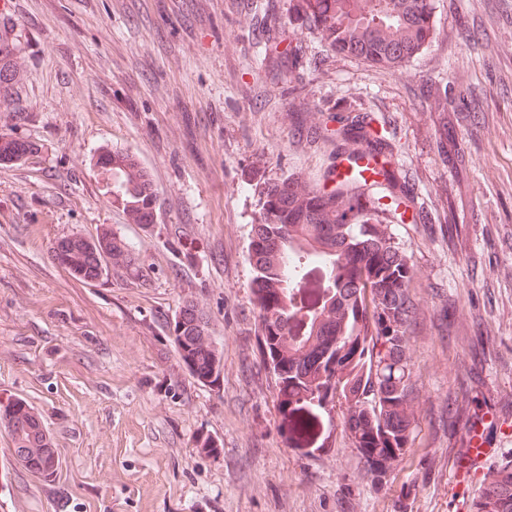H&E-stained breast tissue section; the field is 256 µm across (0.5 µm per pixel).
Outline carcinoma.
<instances>
[{
    "label": "carcinoma",
    "mask_w": 512,
    "mask_h": 512,
    "mask_svg": "<svg viewBox=\"0 0 512 512\" xmlns=\"http://www.w3.org/2000/svg\"><path fill=\"white\" fill-rule=\"evenodd\" d=\"M296 19L314 28L337 55L361 59L396 71L435 41L433 0H294ZM15 42L0 34V102L16 94L13 69ZM433 102L430 121L433 145L442 162L460 174L466 170L464 150L452 131L472 121L468 112L448 111V94L427 89ZM339 127L331 130L328 123ZM369 112L341 106L334 115L307 107L288 113V124L313 143L330 139L336 158L355 165L339 174V187L318 191L294 177L264 184L260 215L252 227L248 260L253 271L252 303L255 336L267 368L275 373L282 428L292 448H324L336 428L365 460L367 472L382 481L392 463L402 458L418 426L409 355L420 312L410 283L413 273L406 252L383 227L389 205L366 192L382 178L392 206L413 210L412 223L434 232L429 212L415 202L394 163V146L373 127ZM30 151L27 142L0 137V160H19ZM367 159L372 166H359ZM121 152L101 159L112 187L139 224L153 216L156 195L147 175L125 166ZM453 207L440 232L464 251L466 265L477 257L464 239L453 234ZM127 252L104 234L89 240L74 235L57 246L56 258L86 282L99 280L103 262L118 261ZM173 342L180 362L200 383H213L221 369L203 318L186 306L175 319ZM470 400L448 399L439 417L443 431H456L468 416ZM6 427L41 425L31 406L14 401ZM27 470L48 477L45 462L56 453L43 437L15 450ZM475 512H512V466L497 471L473 503Z\"/></svg>",
    "instance_id": "carcinoma-1"
}]
</instances>
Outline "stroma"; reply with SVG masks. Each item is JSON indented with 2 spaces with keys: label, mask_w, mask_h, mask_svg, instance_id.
<instances>
[{
  "label": "stroma",
  "mask_w": 512,
  "mask_h": 512,
  "mask_svg": "<svg viewBox=\"0 0 512 512\" xmlns=\"http://www.w3.org/2000/svg\"><path fill=\"white\" fill-rule=\"evenodd\" d=\"M437 37L403 69L336 56L288 20L291 0H12L0 29L17 37L22 81L0 108V135L31 146L0 162V402L25 399L59 455L51 478L16 460L0 425V512H472L491 474L512 464V0H433ZM276 47H265L261 21ZM301 45L284 75L280 54ZM474 106L458 128L469 180L456 186L431 145L423 86ZM377 113L395 162L433 223L462 218L472 276L440 233L392 221L423 313L410 339L418 428L392 471L373 481L341 434L289 447L255 340L248 244L263 181L289 175L329 189L330 141L301 144L289 107ZM132 156L156 194L153 223L132 221L101 173V155ZM108 234L128 262L85 282L61 265V240ZM192 306L222 358L216 383L179 364L175 318ZM491 357H475L471 313ZM447 309L449 338L434 326ZM474 364L460 379L456 361ZM496 454L472 480L465 451L435 419L453 392ZM212 438L218 452L202 449Z\"/></svg>",
  "instance_id": "1"
}]
</instances>
